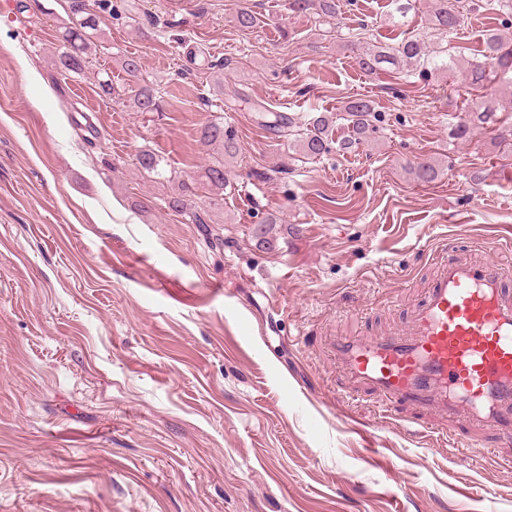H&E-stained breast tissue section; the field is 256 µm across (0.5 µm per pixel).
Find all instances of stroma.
I'll return each instance as SVG.
<instances>
[{
    "instance_id": "stroma-1",
    "label": "stroma",
    "mask_w": 512,
    "mask_h": 512,
    "mask_svg": "<svg viewBox=\"0 0 512 512\" xmlns=\"http://www.w3.org/2000/svg\"><path fill=\"white\" fill-rule=\"evenodd\" d=\"M111 3L97 60L120 85L139 56L158 111L57 66L67 0H0V512H512V439L463 410L382 418L331 350L405 332L448 250L512 282V80L494 83L497 127L455 139L476 98L462 73L366 75L350 32L473 60L486 30L512 40V16L481 8L448 39L434 0L398 22L393 0H354L335 29L288 0ZM352 97L374 101L376 132L313 160L256 110ZM216 117L242 154L195 224L136 156L193 178Z\"/></svg>"
}]
</instances>
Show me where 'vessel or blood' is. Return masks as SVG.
<instances>
[{
  "mask_svg": "<svg viewBox=\"0 0 512 512\" xmlns=\"http://www.w3.org/2000/svg\"><path fill=\"white\" fill-rule=\"evenodd\" d=\"M406 335L337 341L351 378L381 393L388 411L447 416L467 405L473 423L512 434V291L499 265L451 254L437 262Z\"/></svg>",
  "mask_w": 512,
  "mask_h": 512,
  "instance_id": "1",
  "label": "vessel or blood"
}]
</instances>
